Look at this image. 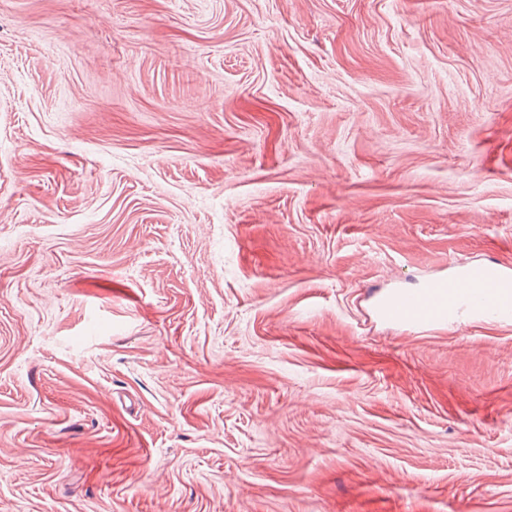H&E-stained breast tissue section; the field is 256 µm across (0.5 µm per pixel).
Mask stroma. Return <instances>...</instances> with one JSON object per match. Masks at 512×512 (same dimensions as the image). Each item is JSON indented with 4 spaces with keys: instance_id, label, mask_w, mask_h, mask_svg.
<instances>
[{
    "instance_id": "stroma-1",
    "label": "stroma",
    "mask_w": 512,
    "mask_h": 512,
    "mask_svg": "<svg viewBox=\"0 0 512 512\" xmlns=\"http://www.w3.org/2000/svg\"><path fill=\"white\" fill-rule=\"evenodd\" d=\"M512 0H0V512H512ZM428 288L425 292L423 289ZM454 288H465L463 293ZM416 293L389 300L386 317L412 324L447 325L459 298L467 297L479 309L512 316V272L502 268L474 266L453 279L444 277L428 283Z\"/></svg>"
}]
</instances>
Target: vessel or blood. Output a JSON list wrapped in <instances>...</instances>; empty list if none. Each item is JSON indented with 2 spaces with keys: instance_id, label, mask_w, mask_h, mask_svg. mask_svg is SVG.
Returning a JSON list of instances; mask_svg holds the SVG:
<instances>
[{
  "instance_id": "obj_1",
  "label": "vessel or blood",
  "mask_w": 512,
  "mask_h": 512,
  "mask_svg": "<svg viewBox=\"0 0 512 512\" xmlns=\"http://www.w3.org/2000/svg\"><path fill=\"white\" fill-rule=\"evenodd\" d=\"M479 309L512 316V272L496 267L474 266L452 279L428 283L426 290L406 293L385 305L387 318L412 324L445 325L460 297Z\"/></svg>"
}]
</instances>
